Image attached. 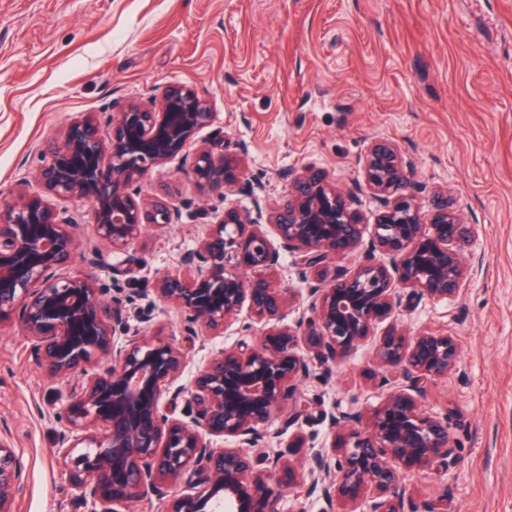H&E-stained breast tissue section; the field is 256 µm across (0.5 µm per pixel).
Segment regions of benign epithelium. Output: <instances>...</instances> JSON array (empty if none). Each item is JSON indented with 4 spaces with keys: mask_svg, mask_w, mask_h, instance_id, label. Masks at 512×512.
<instances>
[{
    "mask_svg": "<svg viewBox=\"0 0 512 512\" xmlns=\"http://www.w3.org/2000/svg\"><path fill=\"white\" fill-rule=\"evenodd\" d=\"M214 120L212 105L196 91L170 85L158 100L125 105L108 130L92 115L73 122L44 156L35 181L43 194L89 201L99 236L123 253L147 228L181 218L169 199L142 198L135 189L153 166L179 156L204 191L232 184L255 193L242 160L224 155V131L198 139ZM364 172L381 206L369 239L352 208L355 195L305 167L285 174L288 192L268 210L266 223L224 211L213 232L185 253L182 270L148 288L153 300L184 314L188 333L204 326L220 334L244 307L268 325L262 339L220 349L176 389L186 352L129 333L126 297L117 285L61 274L75 258L76 218L60 216L43 194L19 192L14 202L0 203V323L17 319L50 378L84 376L66 407L69 429L58 439L81 500L129 505L153 497L163 512H278L270 480L279 470L293 473V466L286 452L267 451L281 432L263 428L285 402V430L307 411L298 385L309 366L295 351L298 339L310 338L316 358L334 367L378 325L393 321L404 294L451 300L461 292L465 268L457 245L474 230L448 192L432 191L433 209L424 219L414 198L425 188L412 182L411 164L385 139L370 144ZM356 250L355 267L338 264L332 277L324 276L329 260ZM283 252L297 256L298 274L310 282L311 315L293 325L283 323L292 297L273 281ZM233 267L250 271L249 278L240 279ZM458 355L456 339L446 334L407 337L391 325L380 336L373 381L384 399L366 422L354 410L331 416L338 442L308 462L311 489H321L327 512H335L338 498L350 504L341 512H354L352 504L371 488L377 494L371 512L447 510L444 499L405 508L404 471L457 460L448 420L424 412L421 403ZM101 360L110 366L88 370ZM168 394L185 397L183 413L163 404ZM216 438L231 445L218 447ZM178 483L185 490L169 498ZM21 484L22 464L0 434V512H15Z\"/></svg>",
    "mask_w": 512,
    "mask_h": 512,
    "instance_id": "7a95c632",
    "label": "benign epithelium"
}]
</instances>
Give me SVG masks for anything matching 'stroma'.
<instances>
[{
    "instance_id": "stroma-1",
    "label": "stroma",
    "mask_w": 512,
    "mask_h": 512,
    "mask_svg": "<svg viewBox=\"0 0 512 512\" xmlns=\"http://www.w3.org/2000/svg\"><path fill=\"white\" fill-rule=\"evenodd\" d=\"M172 84L209 100L224 154L243 159L263 207L287 192L281 175L312 166L355 192L365 226L378 203L361 162L372 141L395 142L426 186L415 203L432 209L430 188L447 187L477 234L462 244L468 268L459 297L407 298L394 318L407 335L445 333L460 357L423 402L448 420L454 466L405 475L416 502L447 499L448 512H512V0H0V199L19 184L40 193L42 153L86 113L108 122L130 101ZM143 195L193 199L181 221L150 229L127 253L99 238L88 202L57 199L80 217L70 276L120 284L131 328L180 345L189 381L220 348L263 335L241 310L223 335H189L172 306L141 294L181 269L185 252L217 215L252 210L250 197L201 192L180 162L152 168ZM298 390L309 410L290 431L302 438L295 464L333 440L327 414L370 412L384 397L366 342L332 373L311 362ZM81 375L53 382L17 322L0 323V427L23 463L16 512H89L77 501L56 448L63 410ZM279 512H325L308 478L279 473Z\"/></svg>"
}]
</instances>
